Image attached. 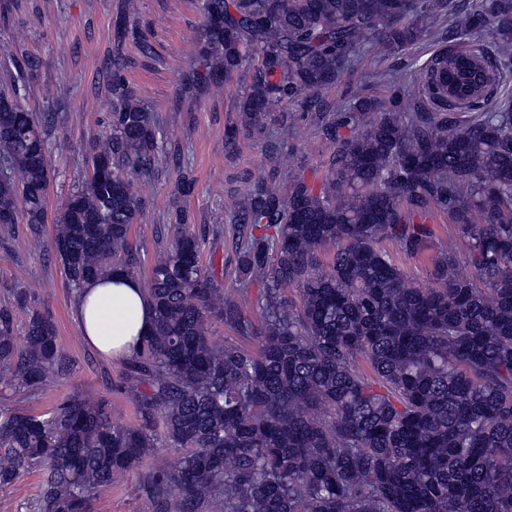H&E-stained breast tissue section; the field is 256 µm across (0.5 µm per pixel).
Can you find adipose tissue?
<instances>
[{
  "instance_id": "ef3b65f1",
  "label": "adipose tissue",
  "mask_w": 512,
  "mask_h": 512,
  "mask_svg": "<svg viewBox=\"0 0 512 512\" xmlns=\"http://www.w3.org/2000/svg\"><path fill=\"white\" fill-rule=\"evenodd\" d=\"M74 314L86 342L114 359L132 356L154 324L141 283L122 271L87 284L76 298Z\"/></svg>"
}]
</instances>
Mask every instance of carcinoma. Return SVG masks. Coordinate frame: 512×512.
<instances>
[{"instance_id": "1", "label": "carcinoma", "mask_w": 512, "mask_h": 512, "mask_svg": "<svg viewBox=\"0 0 512 512\" xmlns=\"http://www.w3.org/2000/svg\"><path fill=\"white\" fill-rule=\"evenodd\" d=\"M447 7L203 0L204 39L181 94H216L251 69L242 129L262 126L274 105L298 106L333 149L325 174L224 202L240 290L263 285L260 324L224 295V264H203L199 239L178 232L149 269L154 326L128 364L143 424L112 422L108 404L85 394L49 418L1 412L0 487L43 466L37 512H93L100 489L167 448L178 465L147 473L142 491L173 512L205 502L216 512H512V101L497 97L493 76L512 70V0ZM134 11L125 0L115 36L149 54ZM444 22L448 50L416 88L388 101L357 94L349 111H328L320 92L362 47L384 62ZM0 57V224H27L38 245L55 117L26 106L39 61L19 46ZM125 68L122 55L109 60L107 131L90 144L85 182L52 239L76 294L117 269L133 273L142 198L132 176L149 181L174 163L179 191L193 184ZM433 209L468 241L472 275L456 272L450 246L432 258L436 286L421 288L383 241L422 255L434 231L421 217ZM293 286L290 308L282 290ZM27 301L19 288L14 307H0V384L31 394L63 354L38 312L15 333L13 309ZM213 321L257 349L213 340Z\"/></svg>"}]
</instances>
